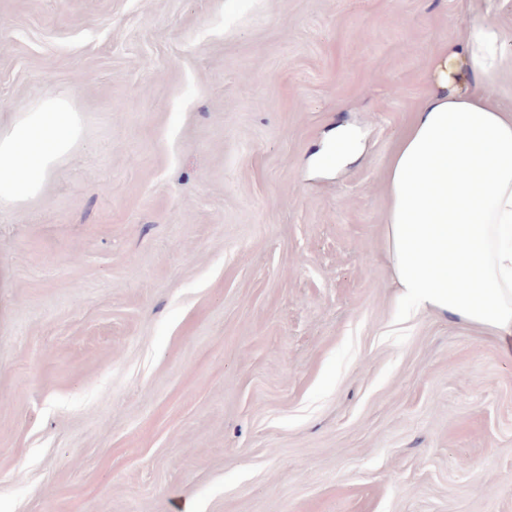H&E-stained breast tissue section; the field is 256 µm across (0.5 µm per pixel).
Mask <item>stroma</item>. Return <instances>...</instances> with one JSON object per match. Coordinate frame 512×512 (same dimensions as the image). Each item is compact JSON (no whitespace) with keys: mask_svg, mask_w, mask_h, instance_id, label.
Instances as JSON below:
<instances>
[{"mask_svg":"<svg viewBox=\"0 0 512 512\" xmlns=\"http://www.w3.org/2000/svg\"><path fill=\"white\" fill-rule=\"evenodd\" d=\"M512 0H0V512H512V340L399 300L388 168ZM359 144L325 165L337 124ZM80 130L78 113L52 97L21 108L9 126L0 127V209L39 195Z\"/></svg>","mask_w":512,"mask_h":512,"instance_id":"1","label":"stroma"}]
</instances>
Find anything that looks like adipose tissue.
<instances>
[{"mask_svg":"<svg viewBox=\"0 0 512 512\" xmlns=\"http://www.w3.org/2000/svg\"><path fill=\"white\" fill-rule=\"evenodd\" d=\"M503 33L472 23L431 60L433 91L388 172L385 242L416 309L512 336V107L489 93ZM80 135L77 112L48 97L0 127V209L39 195Z\"/></svg>","mask_w":512,"mask_h":512,"instance_id":"obj_1","label":"adipose tissue"}]
</instances>
